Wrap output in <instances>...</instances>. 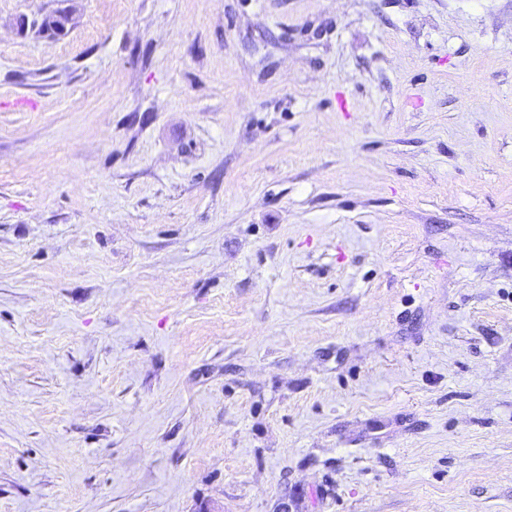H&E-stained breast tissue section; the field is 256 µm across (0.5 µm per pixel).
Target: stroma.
<instances>
[{
	"mask_svg": "<svg viewBox=\"0 0 512 512\" xmlns=\"http://www.w3.org/2000/svg\"><path fill=\"white\" fill-rule=\"evenodd\" d=\"M0 512H512V0H0Z\"/></svg>",
	"mask_w": 512,
	"mask_h": 512,
	"instance_id": "stroma-1",
	"label": "stroma"
}]
</instances>
